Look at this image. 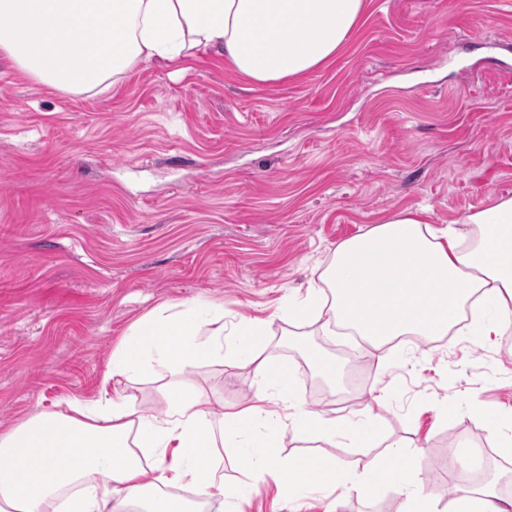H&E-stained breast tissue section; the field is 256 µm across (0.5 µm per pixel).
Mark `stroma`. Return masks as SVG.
<instances>
[{
    "label": "stroma",
    "mask_w": 512,
    "mask_h": 512,
    "mask_svg": "<svg viewBox=\"0 0 512 512\" xmlns=\"http://www.w3.org/2000/svg\"><path fill=\"white\" fill-rule=\"evenodd\" d=\"M512 192V0H366L359 27L327 66L257 85L215 59L171 73L152 62L95 95L40 85L0 57V432L42 410L97 397L131 325L161 304L206 303L224 344L264 320L305 410L377 421L415 451L420 485L449 494L512 465V335L477 328L449 342L420 336L359 347L288 305L318 283L333 250L384 216L428 210L441 232ZM335 356L344 393L324 382L303 343ZM153 366L114 378L140 413L162 416ZM185 379L225 412L256 407L250 432L225 424L228 512H402L390 486L292 499L254 476L253 437L278 434L283 457L332 455L350 473L372 448L295 440L286 411L252 367L211 361ZM477 447L481 466L449 467Z\"/></svg>",
    "instance_id": "35a3bbf8"
}]
</instances>
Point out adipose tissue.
Here are the masks:
<instances>
[{"instance_id":"ef3b65f1","label":"adipose tissue","mask_w":512,"mask_h":512,"mask_svg":"<svg viewBox=\"0 0 512 512\" xmlns=\"http://www.w3.org/2000/svg\"><path fill=\"white\" fill-rule=\"evenodd\" d=\"M366 0H0V55L36 82L72 95L97 94L140 63L182 70L215 56L260 85L303 77L328 65L358 27ZM426 209H405L337 245L321 286H309L293 312L352 329L374 348L397 337L446 336L472 313L483 336L512 332V195L465 216L469 245L437 233ZM224 352V319L206 305L167 308L141 318L113 350L107 378L132 377L150 362L172 378L163 417L136 414L124 390L39 411L0 433V512H224V478L214 458L224 446L212 405L182 374L229 359L253 367L288 412L301 439L336 437V422L303 410L287 363L268 351L264 321L236 330ZM289 496L312 485H343L329 456L283 460L273 435L258 442ZM415 455L391 450L356 474L372 495L397 486L404 512H435V493L416 483ZM195 489L190 502L172 494Z\"/></svg>"}]
</instances>
